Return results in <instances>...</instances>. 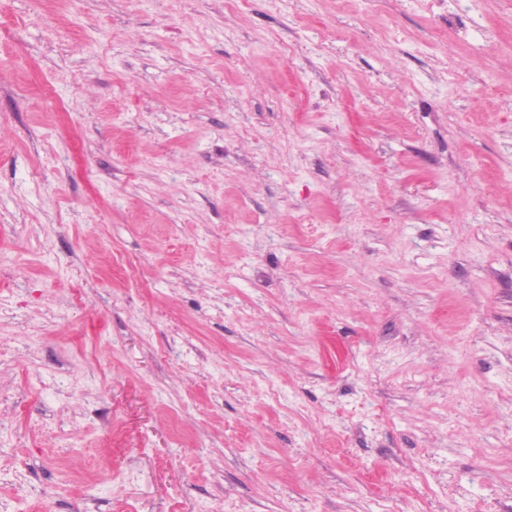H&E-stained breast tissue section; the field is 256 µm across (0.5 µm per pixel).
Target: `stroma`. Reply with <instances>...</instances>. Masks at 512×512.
Returning a JSON list of instances; mask_svg holds the SVG:
<instances>
[{
  "label": "stroma",
  "mask_w": 512,
  "mask_h": 512,
  "mask_svg": "<svg viewBox=\"0 0 512 512\" xmlns=\"http://www.w3.org/2000/svg\"><path fill=\"white\" fill-rule=\"evenodd\" d=\"M512 512V0H0V512Z\"/></svg>",
  "instance_id": "stroma-1"
}]
</instances>
